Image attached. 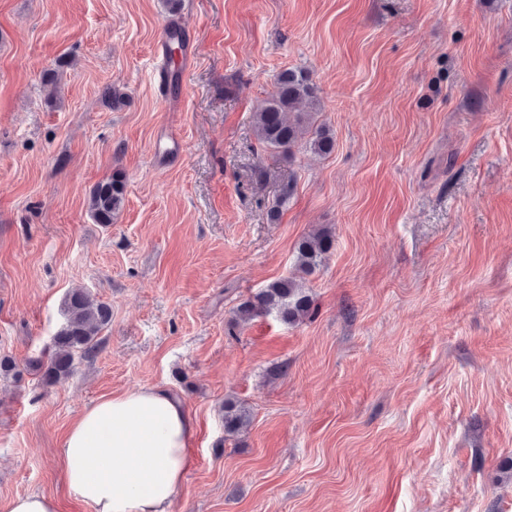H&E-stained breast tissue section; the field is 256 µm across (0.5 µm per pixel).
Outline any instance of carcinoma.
<instances>
[{
    "mask_svg": "<svg viewBox=\"0 0 512 512\" xmlns=\"http://www.w3.org/2000/svg\"><path fill=\"white\" fill-rule=\"evenodd\" d=\"M101 97L115 109L123 105L126 94L110 84L102 89ZM320 109L319 89L310 73L304 69L284 70L275 78L273 91L253 114L255 136L263 147L290 156L300 149L328 156L334 150L335 140L328 126L317 123ZM125 191V177L119 170L93 188L89 209L96 223H112L125 204ZM293 194L292 183L281 186L276 204L269 211L271 221L279 220L281 208ZM332 243V232L328 229L302 238L295 250L299 271L304 275L313 273L330 252ZM62 308L64 322L53 336L51 348L28 361L23 368L8 356L0 357V379L17 383L25 371L32 369L41 374L43 384L53 385L72 374L76 359L91 358L97 353L102 334L112 323L110 305L75 288L65 295ZM311 310L312 298L303 279L281 278L242 302L234 325L259 314L272 313L282 322L294 324L307 317ZM249 418V411L243 404L233 399L224 401L226 435L239 433Z\"/></svg>",
    "mask_w": 512,
    "mask_h": 512,
    "instance_id": "1",
    "label": "carcinoma"
}]
</instances>
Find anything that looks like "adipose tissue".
Listing matches in <instances>:
<instances>
[{"mask_svg": "<svg viewBox=\"0 0 512 512\" xmlns=\"http://www.w3.org/2000/svg\"><path fill=\"white\" fill-rule=\"evenodd\" d=\"M195 428L185 405L162 387L103 397L64 436L67 487L84 512H169L192 464Z\"/></svg>", "mask_w": 512, "mask_h": 512, "instance_id": "1", "label": "adipose tissue"}]
</instances>
